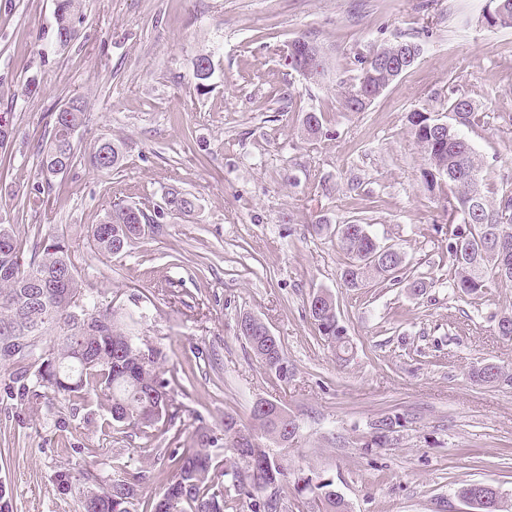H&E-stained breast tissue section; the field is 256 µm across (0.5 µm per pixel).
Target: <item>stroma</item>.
Masks as SVG:
<instances>
[{"label": "stroma", "mask_w": 512, "mask_h": 512, "mask_svg": "<svg viewBox=\"0 0 512 512\" xmlns=\"http://www.w3.org/2000/svg\"><path fill=\"white\" fill-rule=\"evenodd\" d=\"M488 0H83L77 36L55 39L54 0H0V115L14 133L0 147V219L13 224L23 259L48 235L65 237L86 293L132 312L133 334L160 348L175 389L179 447L225 415L249 425L260 398L299 429L277 454L290 478L283 512H318L294 474L330 479L350 512H469L457 492L498 487L512 500V383L477 386L468 373L495 364L512 373V341L497 334L512 284L489 280L473 296L450 286L448 188L428 189L410 134L417 108L445 114L449 94L470 99L481 120L465 128L490 174L512 191V28L483 22ZM328 60L319 82L288 72L283 52L298 36ZM420 41L418 63L363 112L345 111L344 80L356 59L396 37ZM214 52L208 91L196 56ZM37 90L24 95L27 84ZM88 121L78 159L53 188L36 187L39 146L69 100ZM324 112L328 133L310 142L304 112ZM123 144L117 169L93 170L95 141ZM197 199L166 212L158 232L117 256L95 252L87 229L114 204L150 213L168 191ZM360 219L404 254L402 282L343 288L347 261L317 220ZM424 279L413 295L408 281ZM329 291L349 340L344 358L309 314ZM280 339L291 375L266 371L237 331L241 314ZM0 368V485L13 512H81L59 493L57 470L92 461L99 480L142 473L131 512H147L168 475V435L101 428L97 399L72 410L53 395L17 407ZM401 419L386 446L375 422Z\"/></svg>", "instance_id": "1"}]
</instances>
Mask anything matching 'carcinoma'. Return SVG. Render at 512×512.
I'll use <instances>...</instances> for the list:
<instances>
[{"label":"carcinoma","mask_w":512,"mask_h":512,"mask_svg":"<svg viewBox=\"0 0 512 512\" xmlns=\"http://www.w3.org/2000/svg\"><path fill=\"white\" fill-rule=\"evenodd\" d=\"M492 7L483 14L490 28L512 27V0H490ZM77 0H57L56 39L76 36L73 15ZM400 44L396 40L377 47L358 59L352 89L343 94L349 112H363L373 102L372 96L386 89L395 79L412 69L418 59H410L397 71L378 69L370 60L386 59ZM211 56L202 54L194 64L197 86L205 89L214 75ZM69 112H56L48 140L40 147L41 182L51 185L62 174L61 168L76 161L74 137L85 125L87 112L77 99L67 103ZM451 123L448 132L437 134L426 110L409 113L410 133L424 155L422 176L431 189L445 183L452 194L448 204L456 222L448 225V262L454 271L450 286L463 296L482 292L489 279L512 283V252L496 250L490 237L497 232L512 235V195L497 199L486 191L483 166L473 146L461 129L476 123L471 100L448 96ZM302 133L308 140L325 135L323 113L311 109L304 113ZM122 144L101 137L88 154V164L96 171H110L122 160ZM468 170L475 178L470 190L478 195L479 208L465 212V205L455 178L456 172ZM169 210L191 213L195 198L170 192ZM156 220L140 209L114 205L105 219L90 228L94 249L104 255L123 253L129 243L145 233ZM353 231L336 230L339 248L348 262L341 271L343 287L357 291L373 280L401 283L403 256L392 245H381L369 225L355 221ZM83 294V288L62 236H48L36 243L33 258L20 262L13 225L0 221V340H13L16 352L0 354V367H10L16 390L10 395L32 404L36 391L44 389L61 401L76 402L93 394L105 401L104 411L110 424L117 427L146 429L172 424L178 415L170 392L178 384L176 376L166 378L157 371L159 349L141 341L120 326L123 313L112 307L87 308L88 320L72 315L68 297ZM318 332L331 344L336 356L349 352L348 340L337 314L313 317ZM244 340L267 371L288 381L290 369L282 345L276 338L246 336ZM470 380L481 386L509 382L512 375L494 364H482L469 371ZM252 428L241 426L231 415L224 416V427L216 432L202 427L195 432V447L167 448L170 477L166 478L151 512H236L237 499L249 500L250 512H282L278 488L286 473L271 446L280 447L297 430L295 419L279 404L267 400L252 405ZM399 425V418L385 416L376 424L378 445L388 442L389 434ZM144 476L129 472L103 483L94 471L64 467L56 472L55 482L64 493H79L81 512H129ZM298 492L311 500L318 512H348L345 499L321 476L299 473L295 476ZM469 485L459 488L460 498L472 512H507L504 499L491 510L473 503Z\"/></svg>","instance_id":"1"}]
</instances>
